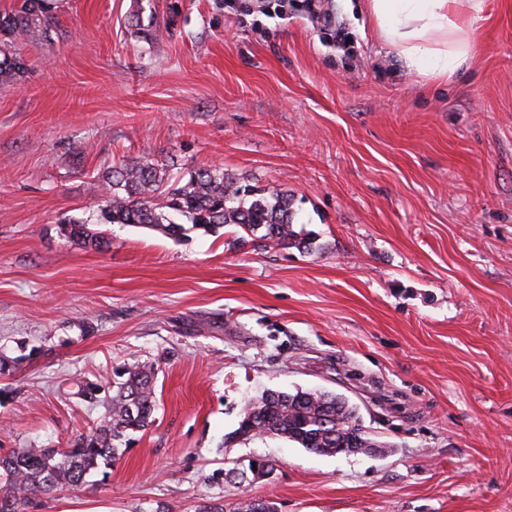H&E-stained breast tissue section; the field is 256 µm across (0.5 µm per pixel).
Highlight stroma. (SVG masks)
<instances>
[{
	"mask_svg": "<svg viewBox=\"0 0 512 512\" xmlns=\"http://www.w3.org/2000/svg\"><path fill=\"white\" fill-rule=\"evenodd\" d=\"M63 0L0 81V456L65 448L102 405L65 393L156 368L153 423L33 512H512V0L470 62L410 75L361 0ZM140 11L151 38L126 19ZM329 12L355 41L337 48ZM206 163L288 190L311 251L93 218L113 163ZM357 407L379 454L228 441L269 390ZM275 462L217 488L213 470ZM89 221L91 219L83 221V222H68L64 223L62 226V230L66 233L70 238L81 242L85 246H90L97 250H100L104 247L108 246V242L105 236H103L102 232H95L92 228L89 227Z\"/></svg>",
	"mask_w": 512,
	"mask_h": 512,
	"instance_id": "1",
	"label": "stroma"
}]
</instances>
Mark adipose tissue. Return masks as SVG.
I'll return each mask as SVG.
<instances>
[{
	"instance_id": "adipose-tissue-1",
	"label": "adipose tissue",
	"mask_w": 512,
	"mask_h": 512,
	"mask_svg": "<svg viewBox=\"0 0 512 512\" xmlns=\"http://www.w3.org/2000/svg\"><path fill=\"white\" fill-rule=\"evenodd\" d=\"M364 6L379 38L398 53L408 73L441 81L472 57L487 0H365Z\"/></svg>"
}]
</instances>
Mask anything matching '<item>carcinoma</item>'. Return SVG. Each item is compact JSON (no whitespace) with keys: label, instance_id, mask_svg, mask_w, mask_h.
Wrapping results in <instances>:
<instances>
[{"label":"carcinoma","instance_id":"carcinoma-1","mask_svg":"<svg viewBox=\"0 0 512 512\" xmlns=\"http://www.w3.org/2000/svg\"><path fill=\"white\" fill-rule=\"evenodd\" d=\"M41 2L25 0L20 9L0 13L1 78L23 72V60L11 52V45L42 23ZM105 183L97 224H141L174 238L234 225L244 232L238 237L242 242L311 248L310 238L295 229L288 192L267 194L221 167H199L173 181L162 162L123 161L108 171ZM62 230L85 246H108L103 233L90 228L87 220L65 223ZM155 379L154 365L133 363L113 371L110 381H76L72 395L91 404L106 403L104 415L69 448H23L0 457V512H22L39 495L78 486L99 462L122 455L119 442L153 422ZM361 431L353 407L331 394L270 391L245 405L232 439L280 437L309 452L334 455L373 447Z\"/></svg>","mask_w":512,"mask_h":512}]
</instances>
